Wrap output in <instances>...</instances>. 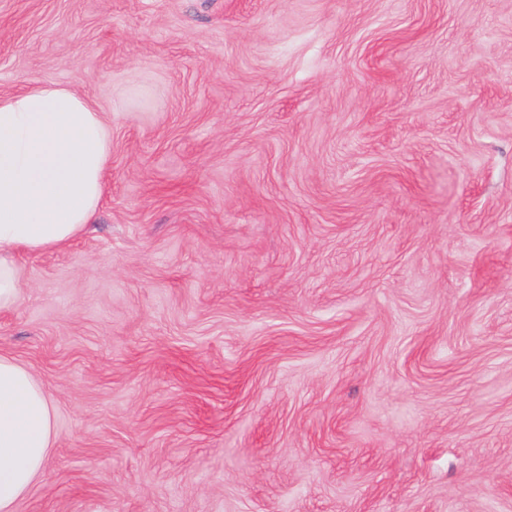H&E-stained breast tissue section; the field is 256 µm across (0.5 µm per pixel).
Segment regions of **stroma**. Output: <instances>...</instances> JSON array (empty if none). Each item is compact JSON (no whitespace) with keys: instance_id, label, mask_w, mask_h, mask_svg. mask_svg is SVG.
I'll return each instance as SVG.
<instances>
[{"instance_id":"obj_1","label":"stroma","mask_w":512,"mask_h":512,"mask_svg":"<svg viewBox=\"0 0 512 512\" xmlns=\"http://www.w3.org/2000/svg\"><path fill=\"white\" fill-rule=\"evenodd\" d=\"M35 81L112 154L0 308L14 512H512V0H0ZM50 396L14 359L0 355V511L15 502L42 471L53 446Z\"/></svg>"}]
</instances>
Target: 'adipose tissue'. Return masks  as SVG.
<instances>
[{"instance_id": "obj_1", "label": "adipose tissue", "mask_w": 512, "mask_h": 512, "mask_svg": "<svg viewBox=\"0 0 512 512\" xmlns=\"http://www.w3.org/2000/svg\"><path fill=\"white\" fill-rule=\"evenodd\" d=\"M111 153L101 112L72 87L0 95V308L18 297V253L59 248L93 223ZM54 435L46 390L0 355V512H13L40 474Z\"/></svg>"}]
</instances>
